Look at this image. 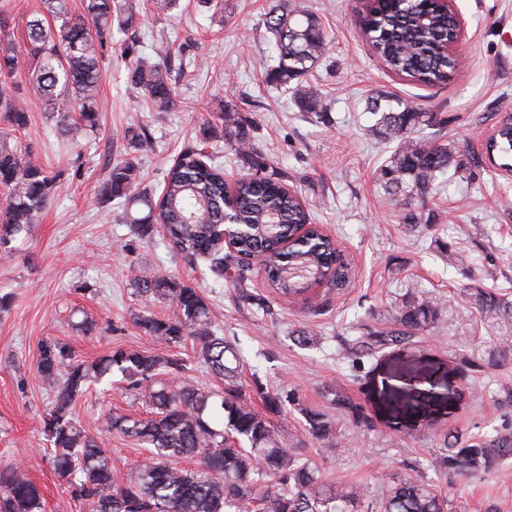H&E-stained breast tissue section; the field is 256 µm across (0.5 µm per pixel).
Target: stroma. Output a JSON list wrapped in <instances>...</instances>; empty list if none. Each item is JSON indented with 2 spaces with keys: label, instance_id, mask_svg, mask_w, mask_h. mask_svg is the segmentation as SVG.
Segmentation results:
<instances>
[{
  "label": "stroma",
  "instance_id": "35a3bbf8",
  "mask_svg": "<svg viewBox=\"0 0 512 512\" xmlns=\"http://www.w3.org/2000/svg\"><path fill=\"white\" fill-rule=\"evenodd\" d=\"M115 3L141 15L136 35L143 51L159 59L182 46L196 65L173 75L174 105L158 112L128 83L129 60L113 42L102 61L98 126L91 133L60 131L27 68L15 77L28 124L13 129L1 112L0 134H15L57 181L34 223L0 244V467L27 469L43 494L44 512H79L41 454L47 445L42 418L55 389L36 372L39 348L56 340L88 363L118 347L165 353L136 324L140 315L172 313L167 304L135 295L132 275L146 271L200 288L214 324L236 348L246 393L259 384L296 389L300 406L271 422L288 447L330 476L376 495L394 479L420 473L451 501L452 512H512V458L481 477L440 474L430 466L446 435L512 432V320L483 312L471 297L473 289L495 288L512 300V177L494 168L485 150L497 122L512 114V0H456L466 34L455 74L437 87L413 84L370 55L360 36L370 0H300L320 16L329 40L313 79L327 104L320 120L264 81L257 61L269 47L266 0H224L220 13L181 0L179 9L160 17L150 15V0ZM0 13L6 35L20 48L28 21L46 10L42 0H0ZM380 93L448 119L441 132L420 127L410 133L414 140L441 136L466 166L467 180L449 178L423 205L432 226L407 229L403 205L377 180L394 148L372 131L366 110L368 97ZM227 104L240 112L260 160L285 173L288 189L353 262L340 292L319 287L320 311L276 296L259 271L249 284L252 302L238 301L235 286L215 282L161 238L141 239L121 204L100 196L110 169L130 150L126 132L134 123L152 136L151 149L139 155L144 186L158 188L180 150L206 129L221 143L227 178L247 173L215 125ZM409 290L440 297L434 329L412 344L390 342L358 362L344 359L352 339L390 327ZM262 300L270 314L259 308ZM84 319L94 323L87 334L76 328ZM299 330L310 333L308 343L296 341ZM461 357L469 369H454ZM333 389L361 406L365 421L357 425L334 414L335 436L320 442L307 433L302 411L334 413ZM111 412L140 417L145 409L123 383L106 392L94 384L77 399L73 416L107 449L121 484L148 451L103 427Z\"/></svg>",
  "mask_w": 512,
  "mask_h": 512
}]
</instances>
